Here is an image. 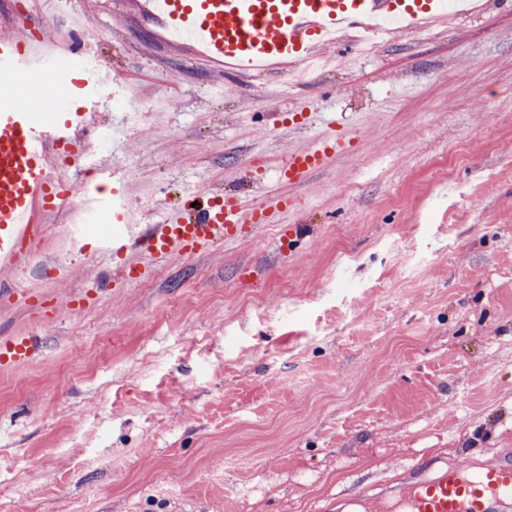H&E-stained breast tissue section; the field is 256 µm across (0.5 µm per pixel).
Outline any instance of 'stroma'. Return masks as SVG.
<instances>
[{"label": "stroma", "instance_id": "stroma-1", "mask_svg": "<svg viewBox=\"0 0 512 512\" xmlns=\"http://www.w3.org/2000/svg\"><path fill=\"white\" fill-rule=\"evenodd\" d=\"M479 3L300 84L219 71L132 0H55L56 41L106 76L92 131L122 139L60 178L125 186L136 235L201 190L269 222L128 282L41 214L69 272L0 274V338L41 340L0 369V512H315L422 457L512 455V0ZM84 285L98 302L52 324L18 301ZM336 148L329 140L321 144L291 152L280 170V176L290 184L304 181L307 175L324 166L328 153Z\"/></svg>", "mask_w": 512, "mask_h": 512}]
</instances>
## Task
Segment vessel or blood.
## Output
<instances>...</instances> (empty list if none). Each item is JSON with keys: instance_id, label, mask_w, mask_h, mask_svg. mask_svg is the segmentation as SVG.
I'll use <instances>...</instances> for the list:
<instances>
[{"instance_id": "1", "label": "vessel or blood", "mask_w": 512, "mask_h": 512, "mask_svg": "<svg viewBox=\"0 0 512 512\" xmlns=\"http://www.w3.org/2000/svg\"><path fill=\"white\" fill-rule=\"evenodd\" d=\"M442 0H138L142 10L172 34L186 33L195 51L214 62H233L257 69L285 61L314 57L331 35L367 26L378 17L403 14L412 24H427L442 16ZM26 37H0V81L17 84L19 77L43 67L49 59L43 47L48 33L35 20L25 24ZM71 70L79 90L49 124L38 108L10 102L0 105V271L14 272L37 247L41 227L36 210L51 212L70 195L54 173L62 157L83 151L82 133L88 123L87 105L101 90L95 68L73 60ZM330 141L289 154L280 170L284 181L297 184L323 167ZM111 223H127L129 199L121 189L97 196ZM265 209H245L238 197L227 196L202 209L184 211L155 225L141 240L115 235L113 254L124 256V278H135L141 262L133 251L154 259L191 257L217 244L235 240L243 225L263 224ZM93 299L91 291L58 303L39 290L23 301L44 322L61 308L79 311ZM40 349L39 337L17 334L0 341V368L29 363ZM353 502L362 512H512V457L500 455L476 467L449 462L436 465L423 458L407 469L406 481L358 487Z\"/></svg>"}]
</instances>
